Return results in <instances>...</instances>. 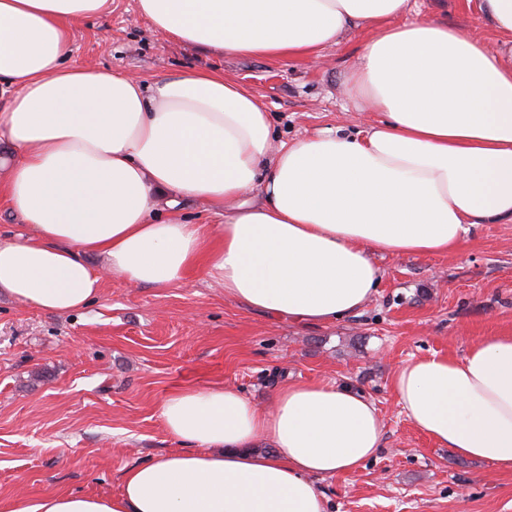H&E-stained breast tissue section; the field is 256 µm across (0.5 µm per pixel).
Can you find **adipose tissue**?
Segmentation results:
<instances>
[{"instance_id":"ef3b65f1","label":"adipose tissue","mask_w":512,"mask_h":512,"mask_svg":"<svg viewBox=\"0 0 512 512\" xmlns=\"http://www.w3.org/2000/svg\"><path fill=\"white\" fill-rule=\"evenodd\" d=\"M110 2L0 0V80L15 87L0 200L31 227L0 239V294L63 313L112 276L168 288L198 267L227 298L327 325L373 297L375 255H447L478 225L512 223V0H478L488 41L411 18V0H137L158 35L226 56L319 61L365 32L345 91L375 120L280 145L266 103L222 73L150 84L68 66L70 24ZM181 199L223 224L186 223ZM392 386L437 445L512 472V335L408 360ZM272 403L178 389L158 411L180 451L126 469L119 494L1 498L0 512H327L319 480L383 446L375 403L322 381Z\"/></svg>"}]
</instances>
